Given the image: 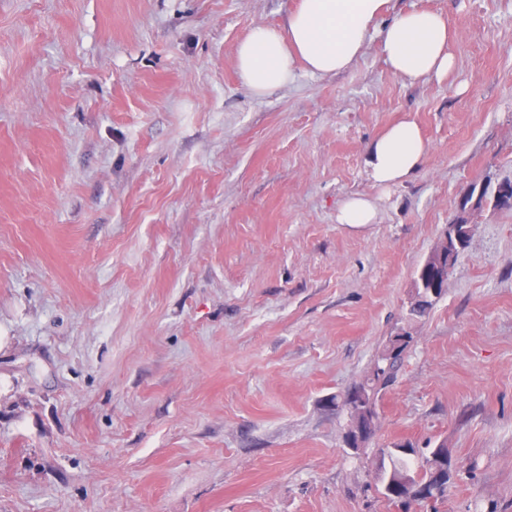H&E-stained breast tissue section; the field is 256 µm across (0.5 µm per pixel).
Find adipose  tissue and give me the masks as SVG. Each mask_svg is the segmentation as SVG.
Returning <instances> with one entry per match:
<instances>
[{
    "label": "adipose tissue",
    "mask_w": 512,
    "mask_h": 512,
    "mask_svg": "<svg viewBox=\"0 0 512 512\" xmlns=\"http://www.w3.org/2000/svg\"><path fill=\"white\" fill-rule=\"evenodd\" d=\"M388 0H299L282 26H257L238 44L236 65L244 87L264 96L294 82L295 61L313 75L327 76L349 68L364 52L371 32H378L391 72L412 81L448 72L446 19L417 8L398 14L383 28L375 22ZM427 146L416 122L404 119L369 143L364 167L377 186L404 183L423 166Z\"/></svg>",
    "instance_id": "ef3b65f1"
}]
</instances>
